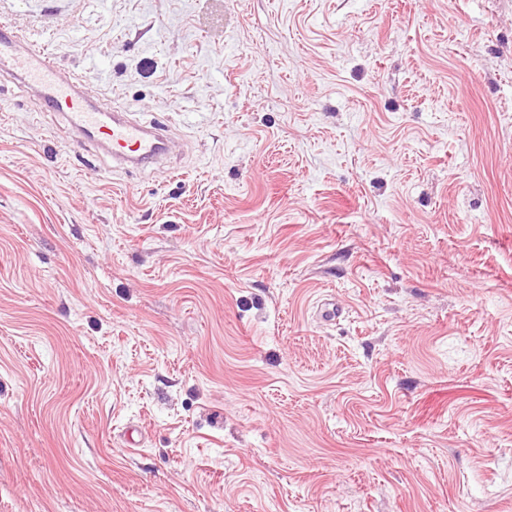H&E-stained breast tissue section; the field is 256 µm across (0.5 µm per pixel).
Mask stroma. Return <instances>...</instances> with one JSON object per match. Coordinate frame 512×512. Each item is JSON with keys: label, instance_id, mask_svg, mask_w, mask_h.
<instances>
[{"label": "stroma", "instance_id": "1", "mask_svg": "<svg viewBox=\"0 0 512 512\" xmlns=\"http://www.w3.org/2000/svg\"><path fill=\"white\" fill-rule=\"evenodd\" d=\"M1 20L178 149L0 75V512H512V0Z\"/></svg>", "mask_w": 512, "mask_h": 512}]
</instances>
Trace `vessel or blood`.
Segmentation results:
<instances>
[{"label":"vessel or blood","mask_w":512,"mask_h":512,"mask_svg":"<svg viewBox=\"0 0 512 512\" xmlns=\"http://www.w3.org/2000/svg\"><path fill=\"white\" fill-rule=\"evenodd\" d=\"M21 40L12 23L0 22V72L19 78L37 111L61 114L79 142L99 144L113 160L133 168L154 162L167 152L168 145L158 132L120 117L111 104L90 103L48 48L30 46L23 50Z\"/></svg>","instance_id":"obj_1"}]
</instances>
